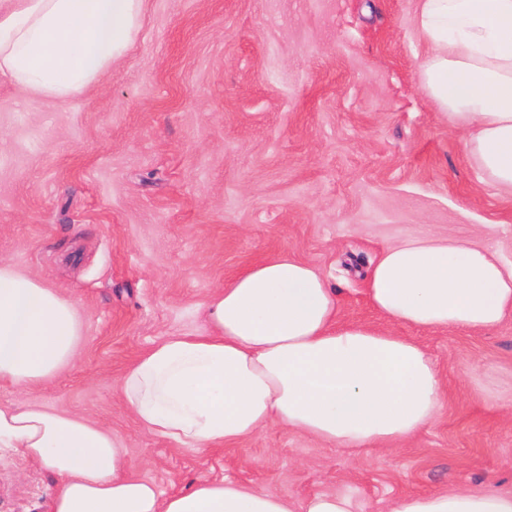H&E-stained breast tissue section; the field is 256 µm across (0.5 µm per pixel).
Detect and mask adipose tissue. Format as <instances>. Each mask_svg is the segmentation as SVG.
I'll return each instance as SVG.
<instances>
[{"label": "adipose tissue", "instance_id": "ef3b65f1", "mask_svg": "<svg viewBox=\"0 0 512 512\" xmlns=\"http://www.w3.org/2000/svg\"><path fill=\"white\" fill-rule=\"evenodd\" d=\"M144 0H0V78L65 101L129 48ZM424 90L465 134L484 184L512 190V0H418ZM366 295L388 322L484 332L512 317V263L446 235L387 245ZM202 332L163 337L125 370L119 395L145 431L181 449L236 444L277 425L356 451L406 440L441 413L446 388L415 341L339 320L336 291L281 253L210 299ZM75 304L0 263V383L30 387L70 365ZM58 478L49 512H356L350 487L295 502L222 478L162 494L136 477L119 438L39 404L0 405V452ZM390 512H512V492L453 489L396 499Z\"/></svg>", "mask_w": 512, "mask_h": 512}]
</instances>
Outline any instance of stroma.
Here are the masks:
<instances>
[{
    "instance_id": "obj_1",
    "label": "stroma",
    "mask_w": 512,
    "mask_h": 512,
    "mask_svg": "<svg viewBox=\"0 0 512 512\" xmlns=\"http://www.w3.org/2000/svg\"><path fill=\"white\" fill-rule=\"evenodd\" d=\"M418 0H145L130 49L60 102L0 81V261L60 290L73 364L0 405L83 415L164 494L231 477L299 501L352 481L358 512L463 487L512 491V318L392 325L366 273L388 244L449 234L512 260V192L484 185L421 86ZM323 272L340 320L417 341L447 384L416 437L353 454L272 425L174 450L118 384L153 342L202 328L214 292L279 252ZM55 476L0 459V512H48Z\"/></svg>"
}]
</instances>
